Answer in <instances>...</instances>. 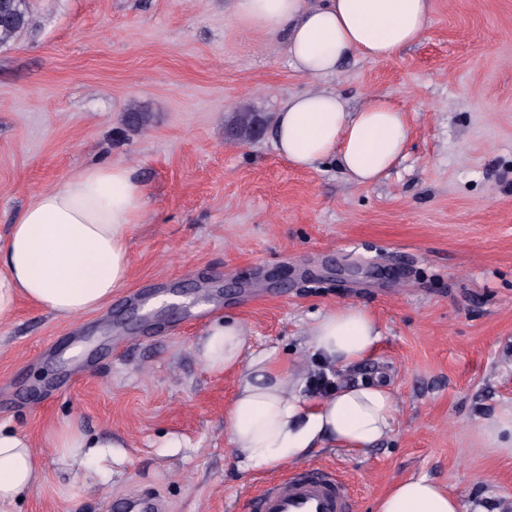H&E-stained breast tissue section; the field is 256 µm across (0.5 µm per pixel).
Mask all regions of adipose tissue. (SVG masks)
<instances>
[{"label":"adipose tissue","instance_id":"1","mask_svg":"<svg viewBox=\"0 0 512 512\" xmlns=\"http://www.w3.org/2000/svg\"><path fill=\"white\" fill-rule=\"evenodd\" d=\"M432 12V0H231L232 20L280 39L294 69L319 78L335 75L350 56L377 62L420 42ZM273 133L293 165L310 168L332 156L359 185L377 181L409 141L407 118L387 97L368 96L352 109L329 90L288 97ZM144 207L143 185L121 163L85 167L40 191L0 244V321L23 299L62 320L107 306L128 281V241ZM308 336L313 356L346 369L372 353L381 330L366 310L342 306L317 317ZM247 349L244 328L232 319L211 325L200 344L210 370L239 371L224 422L240 468L273 469L318 448L364 452L392 432L397 406L385 385L361 382L312 400L300 393V375ZM41 480L32 441L0 424V503L17 501ZM375 512H461V501L416 476L390 485Z\"/></svg>","mask_w":512,"mask_h":512}]
</instances>
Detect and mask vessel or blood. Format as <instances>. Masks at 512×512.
<instances>
[{"label":"vessel or blood","instance_id":"1","mask_svg":"<svg viewBox=\"0 0 512 512\" xmlns=\"http://www.w3.org/2000/svg\"><path fill=\"white\" fill-rule=\"evenodd\" d=\"M255 508L257 512H355L344 482L320 468L268 482Z\"/></svg>","mask_w":512,"mask_h":512}]
</instances>
